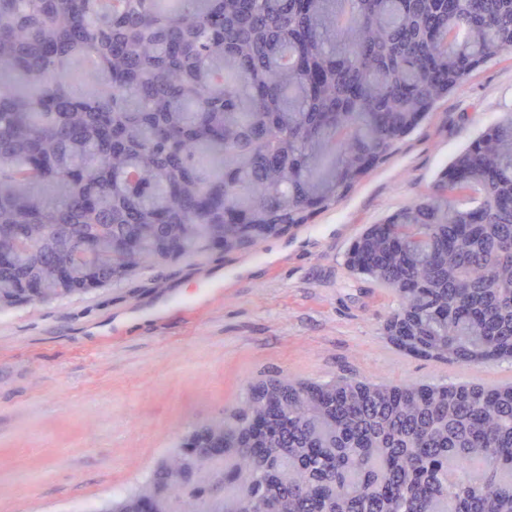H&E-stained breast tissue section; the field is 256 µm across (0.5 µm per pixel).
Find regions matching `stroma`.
<instances>
[{
  "label": "stroma",
  "mask_w": 512,
  "mask_h": 512,
  "mask_svg": "<svg viewBox=\"0 0 512 512\" xmlns=\"http://www.w3.org/2000/svg\"><path fill=\"white\" fill-rule=\"evenodd\" d=\"M510 110L512 52L480 67L315 216L334 235L185 256L0 312V512H78L86 502L97 510L188 430L270 378L512 382V361L443 365L399 351L384 333L394 295L345 265L366 225L430 185L482 125ZM259 252L269 263L256 261ZM218 267L239 275L192 313H160L166 295L197 296Z\"/></svg>",
  "instance_id": "1"
}]
</instances>
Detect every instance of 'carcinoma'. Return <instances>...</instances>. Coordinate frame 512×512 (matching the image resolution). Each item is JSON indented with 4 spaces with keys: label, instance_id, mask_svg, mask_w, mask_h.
Segmentation results:
<instances>
[{
    "label": "carcinoma",
    "instance_id": "carcinoma-1",
    "mask_svg": "<svg viewBox=\"0 0 512 512\" xmlns=\"http://www.w3.org/2000/svg\"><path fill=\"white\" fill-rule=\"evenodd\" d=\"M0 0V264L5 294L48 302L336 205L448 93L512 50V0ZM97 60L84 88L71 64ZM446 177L352 244L397 307L402 352L512 360V112ZM133 237L137 252L112 251ZM100 245L86 261L77 247ZM78 275L64 291L47 270ZM198 512H512V385L280 377L224 415Z\"/></svg>",
    "mask_w": 512,
    "mask_h": 512
}]
</instances>
